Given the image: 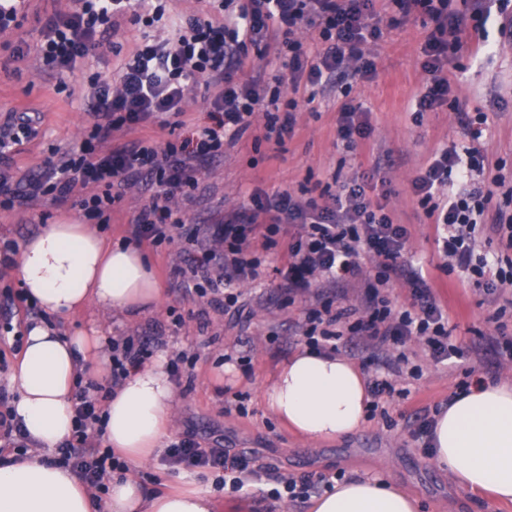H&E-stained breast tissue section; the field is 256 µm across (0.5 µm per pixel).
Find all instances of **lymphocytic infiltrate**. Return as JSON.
<instances>
[{
    "mask_svg": "<svg viewBox=\"0 0 512 512\" xmlns=\"http://www.w3.org/2000/svg\"><path fill=\"white\" fill-rule=\"evenodd\" d=\"M511 1L497 0L492 7L478 0L465 17L451 10L450 0H389L395 8L390 23L418 13L433 25L423 44L422 69L429 85L415 100L416 114L452 104L465 137L464 144L436 153L412 179L411 190L442 230L450 267L484 278L492 296L512 282V271L473 262L477 218L490 198L477 161L485 118L461 102H449L448 65L463 49L468 25L485 27L492 10H505ZM373 2L207 0V12L184 14L171 12L167 0H72L68 10L36 16L39 42L33 52L45 72L59 77L97 50L113 48L121 24L141 26L145 33L122 57L115 80L90 77L92 122L79 151L61 154L42 172L20 181L0 169V210L27 209L50 199L106 224L127 187L145 182L151 195L139 208L130 236L156 248L179 238L186 250L197 253L194 265L177 271L187 296L235 307L240 286L260 276L259 250L276 247L285 236L289 243L278 273L290 296L309 302L299 326L306 345L335 351L365 339L396 369L406 363L403 347L414 338L436 362L460 357V350L448 342L444 309L406 257V226L394 223L385 205L370 196L365 179L343 181L322 201L287 191L271 193L257 185L246 206L210 224H185L179 208L180 202L193 201L202 162L223 156L226 144L250 130L259 142L280 145L292 137L300 89L375 75L369 45L380 38L381 29L372 22ZM309 31L318 35L314 52L305 39ZM252 57L274 58L282 70L269 82L261 76L242 79ZM272 82L289 85L291 96L268 94ZM196 89L208 105L207 125L163 144L145 137L146 129L167 126L182 115ZM260 110L265 121L258 127L254 116ZM364 254L376 259L375 275L364 273ZM395 279L410 287L411 302L401 308L389 294ZM326 283L362 284L360 304L326 296ZM111 345V383H117L142 366L159 341L120 336ZM110 385L77 387L74 434L58 449L59 463L80 472L89 489L99 493L105 490L107 474L124 467L102 445ZM163 459L172 466L208 469L216 487L234 493L255 473L251 458L228 457L223 449L200 447L189 436L172 442Z\"/></svg>",
    "mask_w": 512,
    "mask_h": 512,
    "instance_id": "f902f5d3",
    "label": "lymphocytic infiltrate"
}]
</instances>
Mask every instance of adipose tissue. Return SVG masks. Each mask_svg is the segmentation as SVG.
<instances>
[{"label": "adipose tissue", "mask_w": 512, "mask_h": 512, "mask_svg": "<svg viewBox=\"0 0 512 512\" xmlns=\"http://www.w3.org/2000/svg\"><path fill=\"white\" fill-rule=\"evenodd\" d=\"M21 271L26 297L58 323L37 321L26 329L11 406L32 449L0 462V512H214L208 490L188 486L151 494L131 476L112 479L102 507L74 472L46 456L71 436L77 376L99 360L98 333L65 336L58 325L89 307L128 319L152 312L162 286L145 254L106 246L87 224H52L25 242ZM175 397L164 360L132 371L106 401L107 446L135 464L161 454ZM263 399L293 432L320 442L359 431L369 394L351 360L303 349L279 368ZM429 448L430 461L458 485L512 501V382L478 379L454 395L434 416ZM308 512H420V502L395 485L355 477L312 497Z\"/></svg>", "instance_id": "obj_1"}]
</instances>
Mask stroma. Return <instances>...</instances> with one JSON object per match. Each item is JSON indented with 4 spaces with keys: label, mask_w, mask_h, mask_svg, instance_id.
Segmentation results:
<instances>
[{
    "label": "stroma",
    "mask_w": 512,
    "mask_h": 512,
    "mask_svg": "<svg viewBox=\"0 0 512 512\" xmlns=\"http://www.w3.org/2000/svg\"><path fill=\"white\" fill-rule=\"evenodd\" d=\"M501 16H492L483 37H471L448 77L457 95L472 112L484 113L487 123L481 140L480 162L485 179L504 174L512 180V46L500 43ZM431 27L422 15L394 27H383L373 46L377 66L374 78L336 85L316 95L299 93L300 104L293 136L285 147L255 142L244 135L225 146L223 157L203 163L199 187L185 205L191 224H208L225 211L245 204L246 190L262 181L266 190L283 192L304 184L320 193L333 176L351 178L373 174L374 197L382 198L395 223L409 230L408 257L421 269L429 288L448 312L451 341L470 355L452 362L435 363L418 340L405 350L420 373L396 380L397 396L388 399L382 413L366 419L350 436L310 445L291 432L264 407L262 393L279 365L304 344L297 323L308 308L303 299L287 303L276 273L281 249L265 256L264 275L244 285L245 310L233 314L208 306L205 300L184 296L175 270L185 257L178 244L147 248L163 294L150 314L130 321L95 308L78 312L71 320L79 327L96 321L112 336H159L161 355L178 351L194 358L191 384L178 385L173 405L172 434H194L203 445L233 452L254 453L260 467L235 498L220 496L217 512H307L303 502L274 501L264 491L280 472L298 478L318 474L380 476L418 496L421 512H512V502L494 503L485 494L453 484L429 462L424 441L416 434L419 416L447 404L473 377L512 381V284L489 298L478 277L461 270H445L438 232L410 191L412 178L433 155L451 143L462 142L453 112L446 107L415 119L412 105L425 86L421 45ZM7 53L0 47V123L9 111L39 113L35 138L23 141L0 168L20 177L43 169L52 152L78 150L88 112V80L93 74L112 78L119 58L112 53L79 61L65 80L41 70L29 57L20 74L4 69ZM358 107L369 136L356 149H347L337 137L336 121L343 103ZM81 212L43 202L16 212L0 210V239L24 244L27 238L51 224L82 221ZM19 266L0 269V384L8 385L19 354V337L27 323L39 319V310L27 309L20 300ZM181 324H174V317ZM246 356L250 372L226 364V357ZM150 492L179 485L213 488L208 470H171L161 458L130 466Z\"/></svg>",
    "instance_id": "1"
}]
</instances>
